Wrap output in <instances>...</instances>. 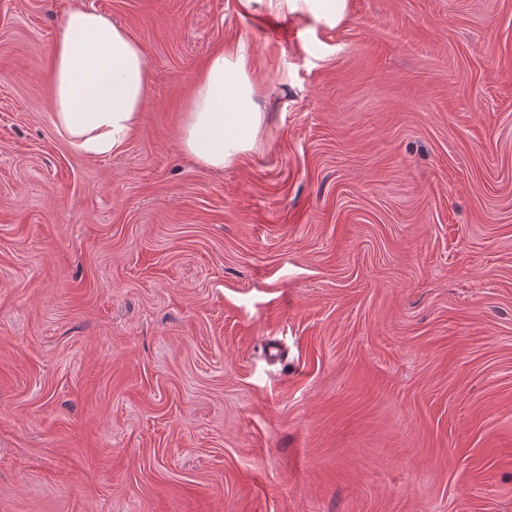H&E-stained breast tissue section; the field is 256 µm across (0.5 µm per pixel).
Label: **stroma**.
<instances>
[{"label":"stroma","instance_id":"stroma-1","mask_svg":"<svg viewBox=\"0 0 512 512\" xmlns=\"http://www.w3.org/2000/svg\"><path fill=\"white\" fill-rule=\"evenodd\" d=\"M349 2L0 0V512H512V0ZM77 3L149 70L108 157L49 110ZM242 40L214 171L185 104ZM238 6L244 14L286 11L320 28L333 30L347 16L349 0H238ZM253 47L241 41L212 55L186 105L182 146L201 166L224 169L255 147L266 119V92Z\"/></svg>","mask_w":512,"mask_h":512}]
</instances>
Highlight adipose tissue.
<instances>
[{
    "label": "adipose tissue",
    "instance_id": "ef3b65f1",
    "mask_svg": "<svg viewBox=\"0 0 512 512\" xmlns=\"http://www.w3.org/2000/svg\"><path fill=\"white\" fill-rule=\"evenodd\" d=\"M243 13L288 12L332 30L349 0H238ZM148 67L140 45L105 15L75 5L64 14L53 54L49 100L56 126L90 157L119 152L146 104ZM256 53L241 42L212 55L186 105L182 146L201 166L221 169L255 147L266 119Z\"/></svg>",
    "mask_w": 512,
    "mask_h": 512
}]
</instances>
